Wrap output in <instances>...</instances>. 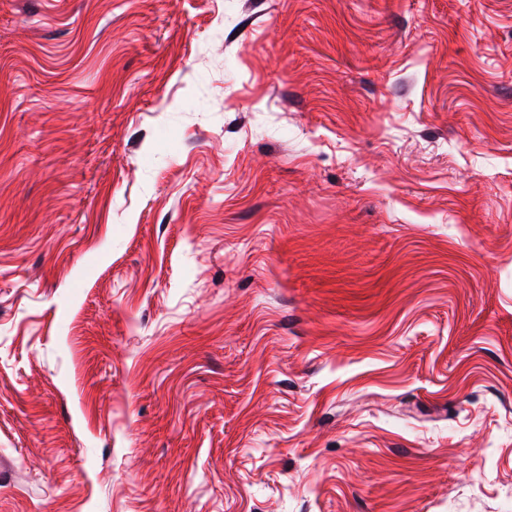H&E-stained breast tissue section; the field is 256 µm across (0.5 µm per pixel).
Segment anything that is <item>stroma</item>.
Wrapping results in <instances>:
<instances>
[{
  "label": "stroma",
  "instance_id": "obj_1",
  "mask_svg": "<svg viewBox=\"0 0 512 512\" xmlns=\"http://www.w3.org/2000/svg\"><path fill=\"white\" fill-rule=\"evenodd\" d=\"M0 512H512V0H0Z\"/></svg>",
  "mask_w": 512,
  "mask_h": 512
}]
</instances>
